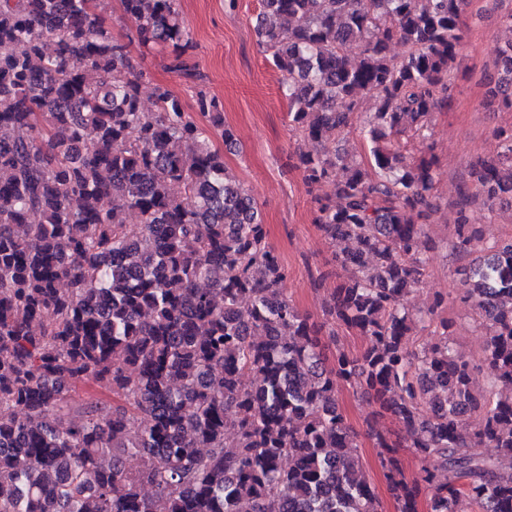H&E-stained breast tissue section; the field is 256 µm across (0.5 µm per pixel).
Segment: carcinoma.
<instances>
[{
  "mask_svg": "<svg viewBox=\"0 0 512 512\" xmlns=\"http://www.w3.org/2000/svg\"><path fill=\"white\" fill-rule=\"evenodd\" d=\"M119 2L195 112L165 85L144 105L146 74L105 0H0V512H381L338 408L347 385L398 425L373 434L395 512L423 494L431 512H512V237L456 295L486 330L479 359L448 346L447 299L406 308L427 273L435 173L407 160L404 137L424 136L448 97L465 0H260L289 127L313 144L295 167L350 272L321 322L283 292L288 266L224 165L215 139L231 149L236 135L188 61L179 0ZM495 68L487 95L512 108L511 40ZM366 98L365 164L331 142ZM497 137L456 211L465 253L481 242L471 203L512 207V129ZM419 324L439 336L420 353ZM338 328L367 340L360 355L327 354ZM87 380L121 403L77 401Z\"/></svg>",
  "mask_w": 512,
  "mask_h": 512,
  "instance_id": "carcinoma-1",
  "label": "carcinoma"
}]
</instances>
